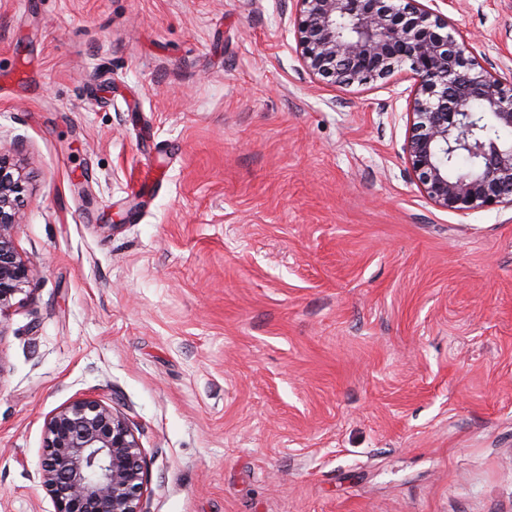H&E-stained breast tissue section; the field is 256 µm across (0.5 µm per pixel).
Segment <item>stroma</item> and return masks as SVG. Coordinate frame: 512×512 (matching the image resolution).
Returning a JSON list of instances; mask_svg holds the SVG:
<instances>
[{"label": "stroma", "instance_id": "1", "mask_svg": "<svg viewBox=\"0 0 512 512\" xmlns=\"http://www.w3.org/2000/svg\"><path fill=\"white\" fill-rule=\"evenodd\" d=\"M512 77V0H448ZM409 66L334 86L284 0H0L37 276L0 319V512L44 422L126 416L144 512H512V207L434 206Z\"/></svg>", "mask_w": 512, "mask_h": 512}]
</instances>
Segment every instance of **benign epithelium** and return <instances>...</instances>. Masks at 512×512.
<instances>
[{"instance_id":"7a95c632","label":"benign epithelium","mask_w":512,"mask_h":512,"mask_svg":"<svg viewBox=\"0 0 512 512\" xmlns=\"http://www.w3.org/2000/svg\"><path fill=\"white\" fill-rule=\"evenodd\" d=\"M304 69L334 85L385 79L409 64L415 80L403 150L409 173L435 206L465 213L512 206V141H488L482 121L512 131V80L480 67L468 39L437 0H292ZM478 103L481 111L470 110ZM466 153L475 173L451 175L445 158ZM24 181L0 153V318L37 274L18 251ZM42 484L55 512H143L142 449L129 420L97 398L46 418Z\"/></svg>"}]
</instances>
